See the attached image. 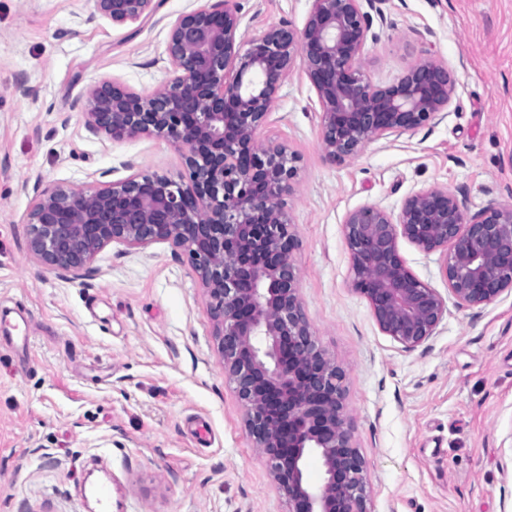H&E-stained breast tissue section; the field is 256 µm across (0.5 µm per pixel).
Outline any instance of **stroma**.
<instances>
[{"label": "stroma", "mask_w": 512, "mask_h": 512, "mask_svg": "<svg viewBox=\"0 0 512 512\" xmlns=\"http://www.w3.org/2000/svg\"><path fill=\"white\" fill-rule=\"evenodd\" d=\"M207 0H159L149 19L94 18V0H0V310L30 328L0 347V512H94V473L123 512H287L224 376L214 321L186 254L165 242L111 244L81 277L28 249L43 189L98 188L136 173L177 176L158 137L115 142L85 126L90 88L148 93L170 76L172 24ZM240 32L303 28L310 0H238ZM366 47L372 81L432 51L455 98L434 123L325 161L314 89L280 88L261 139L300 156L289 202L299 293L319 344L347 372V419L367 461L371 512H512V291L457 304L440 254L399 250L447 311L414 349L384 334L352 288L346 214L398 212L445 185L464 213L512 205V0H384ZM23 84L25 93L14 92Z\"/></svg>", "instance_id": "obj_1"}]
</instances>
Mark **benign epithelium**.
<instances>
[{
	"instance_id": "1",
	"label": "benign epithelium",
	"mask_w": 512,
	"mask_h": 512,
	"mask_svg": "<svg viewBox=\"0 0 512 512\" xmlns=\"http://www.w3.org/2000/svg\"><path fill=\"white\" fill-rule=\"evenodd\" d=\"M382 2L311 0L302 29L282 23L248 37L235 0L180 16L167 47L172 76L146 95L114 82L91 88L85 123L113 141L164 138L182 151L184 173L44 189L28 213L29 250L54 271L78 275L111 243L163 241L187 253L216 321L224 375L288 512H370L367 467L345 416L346 373L319 345L299 296L287 208L299 156L260 132L297 69L318 99L328 162L448 109L454 84L431 52L389 84L367 75L364 50ZM157 8L156 0H95V14L115 25ZM458 194L433 186L408 195L395 215L363 205L344 220L352 287L407 349L432 336L446 306L408 268L399 238L442 254L462 304L488 305L512 290V205L491 202L467 219ZM312 454L323 466L317 485L305 475Z\"/></svg>"
}]
</instances>
